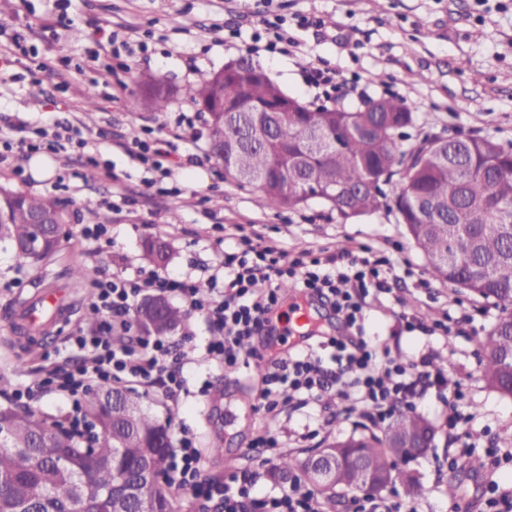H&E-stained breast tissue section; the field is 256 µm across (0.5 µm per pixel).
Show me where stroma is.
I'll list each match as a JSON object with an SVG mask.
<instances>
[{
  "label": "stroma",
  "instance_id": "35a3bbf8",
  "mask_svg": "<svg viewBox=\"0 0 512 512\" xmlns=\"http://www.w3.org/2000/svg\"><path fill=\"white\" fill-rule=\"evenodd\" d=\"M66 13L73 36H55L59 13ZM285 18L294 44L288 53L248 54L242 45L227 42L228 29L239 26L251 37L259 16ZM323 18L324 26H300L301 17ZM111 20L121 32L125 23L138 25L148 44L147 54L125 57L114 67L111 83L96 72L83 80L64 67L66 57H87L95 45L91 35L97 21ZM25 38L34 55L7 61L0 68L15 82L0 88V133L18 117L40 121L47 128L71 121L110 163L111 174L87 180L84 153L73 147L53 154L55 173L34 178L31 159L22 154L0 161V187L32 196H50L65 208L68 236L58 255L38 267H18L11 252L0 246V376L11 388L33 382L56 366L80 362L82 352L70 336L98 329L88 321L93 288L77 283V266L97 276H135L152 270L144 259V238H161L169 248L166 272L173 277H206L214 273L232 250L236 231L260 235L266 243L287 252L323 249L331 253L368 246L395 259L391 293L368 300L369 336L385 342L391 353L412 358L432 353L438 366L450 373L467 393L470 420L461 435L448 431L445 399L451 387H429L416 401L415 411L432 421L436 438L432 450L409 465L425 488L418 501L402 499V512H487L488 481L512 497V398L489 390L481 376L480 340L495 323L498 308L474 298L466 290L433 280L422 253L409 239L395 211L382 210L339 220L322 200L313 199L296 210H269L258 204V191L225 177L209 156L205 116L191 102L188 91L205 73L243 57L262 66L290 95L318 103L319 91L303 77L305 63L322 61L341 78L358 81L370 99L400 97L413 112V123L402 131L401 148L423 137L448 139L488 136L512 147V0H24L8 16H0V45L12 37ZM151 77L171 91L163 112L138 106L140 82ZM93 88L97 109L87 114L83 96L71 86ZM40 85L39 105H31L30 91ZM161 130L173 145L174 175L168 186L175 196L156 195L147 182L152 172L130 158L124 142L147 129ZM87 224L107 225L112 243L99 248L82 235ZM67 289L75 305L59 318L35 346L17 339L12 313L38 286ZM416 314L423 322L451 316L449 337L401 330L400 312ZM210 334L203 314L192 313L174 341L192 389L170 419L171 432L197 433L205 448L204 474L224 478L232 470L257 476L258 495H276L284 484L272 477L281 455H302L317 448L330 434L349 437L369 428L360 409H347L344 400L322 399L320 404L286 406L279 413L258 410L256 393L261 371L216 370L201 360ZM205 396H197L199 387ZM266 429L279 448H257L253 440ZM222 437L224 453L209 455L215 437ZM480 459V471L469 462ZM459 485L457 500H449V480Z\"/></svg>",
  "mask_w": 512,
  "mask_h": 512
}]
</instances>
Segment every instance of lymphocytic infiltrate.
I'll return each instance as SVG.
<instances>
[{"instance_id":"obj_1","label":"lymphocytic infiltrate","mask_w":512,"mask_h":512,"mask_svg":"<svg viewBox=\"0 0 512 512\" xmlns=\"http://www.w3.org/2000/svg\"><path fill=\"white\" fill-rule=\"evenodd\" d=\"M11 128L13 137L0 141L9 152H55L65 143L82 150L88 145L80 128L70 122L63 131L53 133L22 118ZM393 270L388 256L368 248L359 254L348 251L319 257L303 250L291 255L242 235L235 251L225 254L220 277L179 279L151 271L133 278L95 279L92 304L101 316L100 330L74 338L75 345L88 352V359L73 368H53L15 391L11 400L26 407L48 391L63 395L70 403L61 425L63 433L90 440L94 426L84 412L82 398L91 388L158 384L169 399L187 390L180 371L167 365L176 352L168 337L141 336L131 344L114 339V332L130 329L140 297L168 293L203 312L212 330L205 356L217 369L229 371L258 359L255 339L265 316L279 302L280 282L289 279L304 293L331 298L347 332L323 341L320 350L298 351L267 363L259 391L261 408L276 412L284 406L285 395L315 401L332 390L341 399L359 403L368 419H385L399 403L415 397L417 385L443 381L432 355L408 361L395 358L366 334V300L389 292ZM163 479L170 488L213 504L216 512H322L316 493L298 481L279 495L259 498L251 472L238 471L220 480L206 478L198 438L185 429L174 440Z\"/></svg>"}]
</instances>
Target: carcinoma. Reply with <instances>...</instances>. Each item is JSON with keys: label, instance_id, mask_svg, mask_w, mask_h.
Segmentation results:
<instances>
[{"label": "carcinoma", "instance_id": "obj_1", "mask_svg": "<svg viewBox=\"0 0 512 512\" xmlns=\"http://www.w3.org/2000/svg\"><path fill=\"white\" fill-rule=\"evenodd\" d=\"M145 101L155 112L166 110L170 93L160 83H144ZM190 100L206 114L208 130L224 140V151H211L224 172L260 192L262 207L295 209L306 204L300 183H317V198L347 219L393 209L429 275L467 290L502 309L481 341L482 380L512 398V151L490 137L452 142L426 137L403 150L397 128L412 121L404 99L388 98L384 111L374 103L345 111L307 105L286 94L258 64L240 73L201 75ZM46 212L53 223H30ZM66 215L48 197L0 189V242L21 266H34L60 251L66 239ZM143 251L155 263L166 261L164 243L148 239ZM137 324L147 333L166 336L186 320L178 307L153 301L137 310ZM87 414L97 425L94 442L81 443L61 433L57 423L35 410L0 407V512H79L84 501L68 495L78 481L96 512H117L112 487H134L144 512H179L161 482L169 448L168 425L145 408L142 398L118 388L101 387L85 395ZM431 423L395 411L382 433L324 446L340 455L344 476L314 483L325 495V509L335 506L336 489L379 493L367 485L351 461L363 453L372 470L390 479L414 455L395 446L393 434L416 435ZM305 460L285 454L275 471L284 479L307 475Z\"/></svg>", "mask_w": 512, "mask_h": 512}]
</instances>
